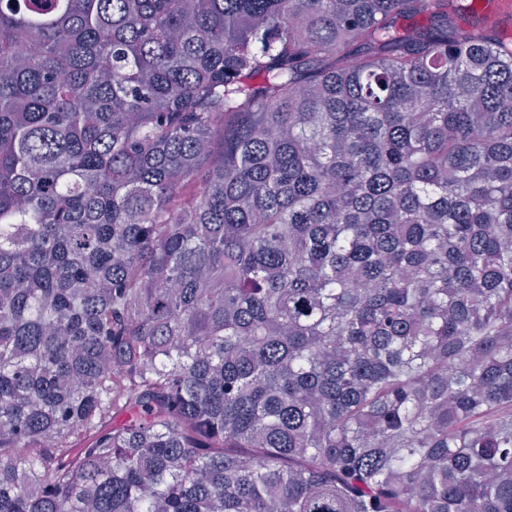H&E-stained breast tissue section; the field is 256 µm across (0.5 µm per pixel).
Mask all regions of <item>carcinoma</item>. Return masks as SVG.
Here are the masks:
<instances>
[{"instance_id": "obj_1", "label": "carcinoma", "mask_w": 512, "mask_h": 512, "mask_svg": "<svg viewBox=\"0 0 512 512\" xmlns=\"http://www.w3.org/2000/svg\"><path fill=\"white\" fill-rule=\"evenodd\" d=\"M466 7L0 0V512H512Z\"/></svg>"}]
</instances>
